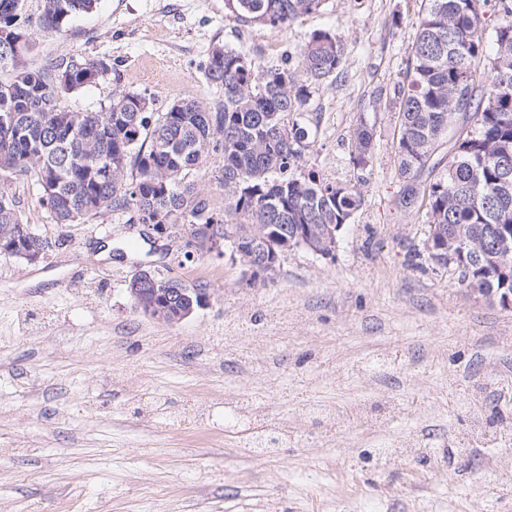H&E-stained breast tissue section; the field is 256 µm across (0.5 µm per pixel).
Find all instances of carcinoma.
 Segmentation results:
<instances>
[{"label": "carcinoma", "mask_w": 512, "mask_h": 512, "mask_svg": "<svg viewBox=\"0 0 512 512\" xmlns=\"http://www.w3.org/2000/svg\"><path fill=\"white\" fill-rule=\"evenodd\" d=\"M98 0H0V254L46 251L22 224L7 180L29 176L39 204L57 224L112 213L158 233L188 236L183 259L206 224L235 236L245 256L282 259L289 244L346 225L363 196L354 185L297 173L308 128L297 116L311 89L339 74L346 48L335 32L313 31L300 46L304 80L288 62L261 67L244 53L215 45L204 75L220 88L215 104L174 100L154 111V100L135 91L112 94L97 111L74 109L67 98L112 74L105 59L69 56L47 68L27 57L33 34L57 36L74 15ZM418 34L397 84L400 136L395 164L402 179L398 204L424 210L436 225L437 253L455 255L457 281L482 292L512 289V25L486 32V0H427ZM327 0H225L245 22L286 28L325 8ZM491 67H481L488 43ZM448 165L435 178L424 173L450 129ZM373 133L354 131L350 161L372 163ZM213 155L223 159L218 180L224 212H215L190 180Z\"/></svg>", "instance_id": "obj_1"}]
</instances>
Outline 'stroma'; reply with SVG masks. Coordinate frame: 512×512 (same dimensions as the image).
Wrapping results in <instances>:
<instances>
[{"instance_id":"stroma-1","label":"stroma","mask_w":512,"mask_h":512,"mask_svg":"<svg viewBox=\"0 0 512 512\" xmlns=\"http://www.w3.org/2000/svg\"><path fill=\"white\" fill-rule=\"evenodd\" d=\"M424 0H328L279 30L224 0H99L30 57L111 61L113 91L216 102L204 77L223 44L257 64L297 65L304 38L336 32L343 71L302 112L317 118L301 172L348 183L364 202L335 257L303 250L249 286L222 257L178 260L181 243L104 214L59 227L32 178L9 191L51 239L34 263L0 254V512H512V309L473 295L453 271L419 263L424 216L397 203L394 147L403 80ZM374 132L366 169L349 159ZM152 269L205 288L175 325L137 312L127 286ZM326 404L334 419L311 418ZM287 430L258 456L249 432ZM422 453H409L413 444ZM402 449L387 465L383 449ZM372 139L373 133L362 125L354 131L350 151V161L354 167L363 170L372 163Z\"/></svg>"}]
</instances>
